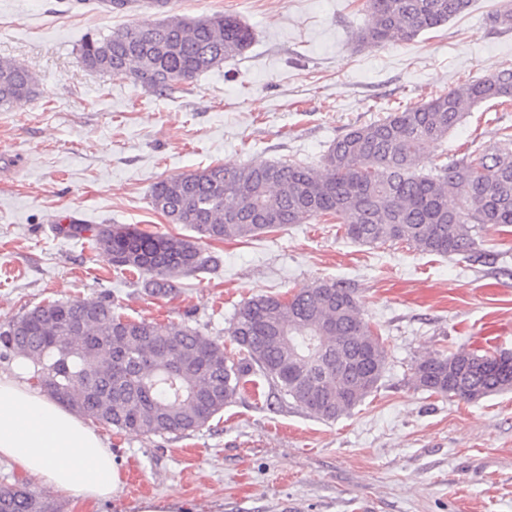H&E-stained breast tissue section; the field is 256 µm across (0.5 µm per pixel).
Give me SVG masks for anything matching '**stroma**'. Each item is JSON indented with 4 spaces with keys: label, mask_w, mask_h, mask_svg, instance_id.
Segmentation results:
<instances>
[{
    "label": "stroma",
    "mask_w": 512,
    "mask_h": 512,
    "mask_svg": "<svg viewBox=\"0 0 512 512\" xmlns=\"http://www.w3.org/2000/svg\"><path fill=\"white\" fill-rule=\"evenodd\" d=\"M501 0L407 42L360 48L365 0H172L174 14L236 16L251 46L160 95L84 68L86 34L158 21L146 0L117 13L102 0H0V58L26 66L36 94L0 108V327L49 300L111 297L121 313L179 322L219 338L235 307L319 280L354 288L387 364L377 390L333 422L310 416L252 372L208 426L131 435L104 426L118 494L63 512H139L144 500L195 512H512V390L465 402L418 388L434 353L512 354V226L482 229L487 257L469 262L404 244L365 246L319 218L254 240L213 242L151 205L152 186L224 163L300 160L320 166L352 125L418 105L461 82L512 69V31L490 21ZM512 106L482 104L419 165L496 145ZM196 239L213 263L157 300L91 240L57 234L64 218Z\"/></svg>",
    "instance_id": "stroma-1"
}]
</instances>
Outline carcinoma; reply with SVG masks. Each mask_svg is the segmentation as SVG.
I'll return each instance as SVG.
<instances>
[{"mask_svg": "<svg viewBox=\"0 0 512 512\" xmlns=\"http://www.w3.org/2000/svg\"><path fill=\"white\" fill-rule=\"evenodd\" d=\"M471 0H368L372 20L355 34L357 46L404 42L464 13ZM512 29V0L493 15ZM252 42L233 15H168L147 26L88 34L82 65L128 78L154 92L173 91ZM35 92L32 73L0 61V105L20 104ZM512 100V69L464 83L426 102L352 126L329 146L318 168L296 160L226 163L176 175L153 185L151 205L172 224L214 242L253 239L290 224L331 217L362 245L402 242L431 255L475 261L474 228L512 226V132L487 153L465 155L416 171L431 143L443 141L479 104ZM457 203L448 205V197ZM64 236L91 233L122 270L146 276L155 298L179 294L178 277L214 260L196 242L125 225L56 226ZM224 344L184 323L132 320L114 301H48L9 322L0 346L30 362L44 390L93 423L145 436L200 430L258 369L283 396L323 421L350 413L377 388L387 352L363 320L354 289L321 280L289 298L256 295L235 308ZM415 385L466 402L512 389V355L460 351L422 359ZM0 512H60L50 494L26 482L0 485Z\"/></svg>", "mask_w": 512, "mask_h": 512, "instance_id": "carcinoma-1", "label": "carcinoma"}]
</instances>
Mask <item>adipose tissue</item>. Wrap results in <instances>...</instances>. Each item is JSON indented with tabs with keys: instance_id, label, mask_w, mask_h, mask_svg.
I'll list each match as a JSON object with an SVG mask.
<instances>
[{
	"instance_id": "ef3b65f1",
	"label": "adipose tissue",
	"mask_w": 512,
	"mask_h": 512,
	"mask_svg": "<svg viewBox=\"0 0 512 512\" xmlns=\"http://www.w3.org/2000/svg\"><path fill=\"white\" fill-rule=\"evenodd\" d=\"M0 463L78 502L110 499L122 483L101 436L15 374L0 373Z\"/></svg>"
}]
</instances>
